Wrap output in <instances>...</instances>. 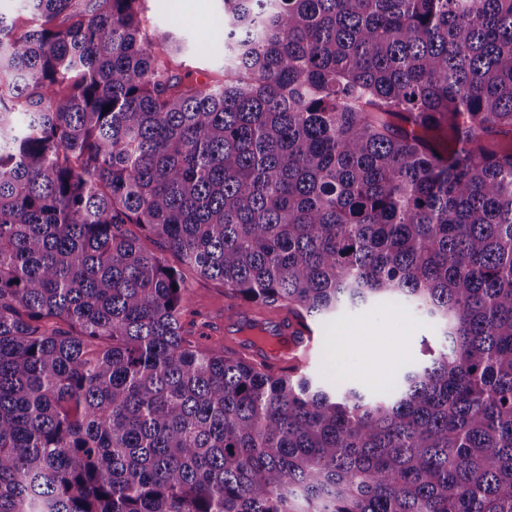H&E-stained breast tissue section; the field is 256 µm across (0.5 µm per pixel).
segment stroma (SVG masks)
Instances as JSON below:
<instances>
[{
    "label": "stroma",
    "mask_w": 512,
    "mask_h": 512,
    "mask_svg": "<svg viewBox=\"0 0 512 512\" xmlns=\"http://www.w3.org/2000/svg\"><path fill=\"white\" fill-rule=\"evenodd\" d=\"M149 28H166L185 38L187 49L174 57L176 74L190 81L215 83L224 78V62L215 52L224 38V16L219 0H144ZM224 288L215 281L193 279L183 316L185 329L224 347ZM440 330L415 307L391 303L346 310L338 321L323 326L315 374L328 380L344 379L366 391L394 383L416 366L423 342L440 341ZM372 364L375 382L360 375L362 364Z\"/></svg>",
    "instance_id": "stroma-1"
}]
</instances>
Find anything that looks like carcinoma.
<instances>
[{"label":"carcinoma","instance_id":"carcinoma-1","mask_svg":"<svg viewBox=\"0 0 512 512\" xmlns=\"http://www.w3.org/2000/svg\"><path fill=\"white\" fill-rule=\"evenodd\" d=\"M22 2L0 512H512V0H221L214 85L143 0ZM184 268L310 326L415 305L442 346L373 395L275 372L187 335Z\"/></svg>","mask_w":512,"mask_h":512}]
</instances>
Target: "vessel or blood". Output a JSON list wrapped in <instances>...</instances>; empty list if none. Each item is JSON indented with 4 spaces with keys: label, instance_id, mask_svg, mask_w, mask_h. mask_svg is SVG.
Masks as SVG:
<instances>
[{
    "label": "vessel or blood",
    "instance_id": "vessel-or-blood-1",
    "mask_svg": "<svg viewBox=\"0 0 512 512\" xmlns=\"http://www.w3.org/2000/svg\"><path fill=\"white\" fill-rule=\"evenodd\" d=\"M256 320L260 321L268 335L280 337L283 345L276 352L254 350V359L272 362L280 367H300L305 364L315 333L288 314L274 312L259 316L254 311L231 306L224 315V334L228 337L242 335L247 326Z\"/></svg>",
    "mask_w": 512,
    "mask_h": 512
}]
</instances>
